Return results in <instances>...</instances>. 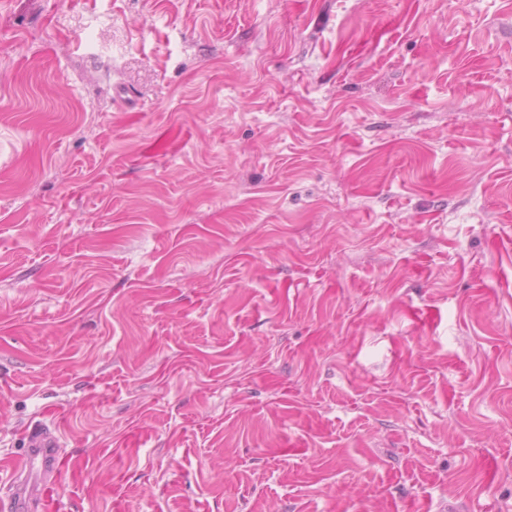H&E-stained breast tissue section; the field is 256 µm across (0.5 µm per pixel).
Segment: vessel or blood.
I'll return each instance as SVG.
<instances>
[{
  "instance_id": "vessel-or-blood-1",
  "label": "vessel or blood",
  "mask_w": 512,
  "mask_h": 512,
  "mask_svg": "<svg viewBox=\"0 0 512 512\" xmlns=\"http://www.w3.org/2000/svg\"><path fill=\"white\" fill-rule=\"evenodd\" d=\"M59 448L60 439L55 429L39 426L29 431L26 456L36 473L25 478L16 475L11 477V501L15 512H34L42 499L45 485L58 474L56 460Z\"/></svg>"
}]
</instances>
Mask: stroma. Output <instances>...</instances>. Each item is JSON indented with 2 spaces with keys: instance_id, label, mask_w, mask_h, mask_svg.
Wrapping results in <instances>:
<instances>
[{
  "instance_id": "35a3bbf8",
  "label": "stroma",
  "mask_w": 512,
  "mask_h": 512,
  "mask_svg": "<svg viewBox=\"0 0 512 512\" xmlns=\"http://www.w3.org/2000/svg\"><path fill=\"white\" fill-rule=\"evenodd\" d=\"M512 512V0H0V512ZM60 439L57 430L39 426L29 431L26 440V456L36 475L28 474L20 480L13 473L10 487L13 486L11 501L16 512H29L37 509L43 495L44 486L57 477L56 460L59 456Z\"/></svg>"
}]
</instances>
